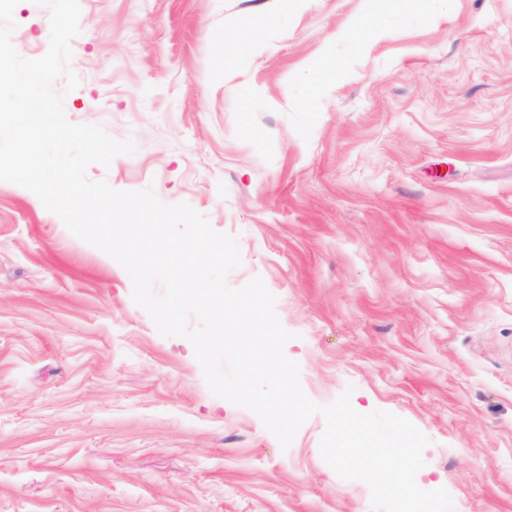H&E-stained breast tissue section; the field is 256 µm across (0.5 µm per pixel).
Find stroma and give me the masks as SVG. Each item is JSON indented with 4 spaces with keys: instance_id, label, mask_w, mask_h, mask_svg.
Returning a JSON list of instances; mask_svg holds the SVG:
<instances>
[{
    "instance_id": "stroma-1",
    "label": "stroma",
    "mask_w": 512,
    "mask_h": 512,
    "mask_svg": "<svg viewBox=\"0 0 512 512\" xmlns=\"http://www.w3.org/2000/svg\"><path fill=\"white\" fill-rule=\"evenodd\" d=\"M64 112L136 149L86 176L235 237L300 384L405 418L416 481L512 512V0H79ZM11 41L49 47L19 0ZM128 272L0 182V512H372L215 396Z\"/></svg>"
}]
</instances>
